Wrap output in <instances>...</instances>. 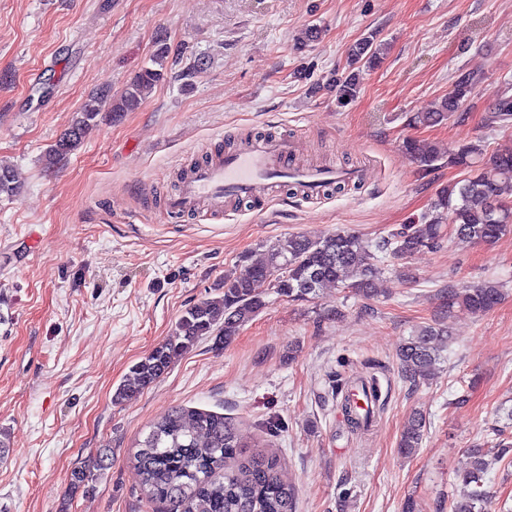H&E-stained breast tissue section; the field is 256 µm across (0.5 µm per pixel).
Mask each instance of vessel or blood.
Listing matches in <instances>:
<instances>
[{
  "instance_id": "1",
  "label": "vessel or blood",
  "mask_w": 512,
  "mask_h": 512,
  "mask_svg": "<svg viewBox=\"0 0 512 512\" xmlns=\"http://www.w3.org/2000/svg\"><path fill=\"white\" fill-rule=\"evenodd\" d=\"M294 139L266 137L251 140L241 149L225 154L216 162L196 167L184 180L178 192L170 198L172 212H194L201 206L223 209L225 201H262L271 181L291 178L310 197L319 196L330 183L344 179L361 181L360 170L294 169L287 159L296 150Z\"/></svg>"
}]
</instances>
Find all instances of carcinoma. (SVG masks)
<instances>
[{
  "label": "carcinoma",
  "mask_w": 512,
  "mask_h": 512,
  "mask_svg": "<svg viewBox=\"0 0 512 512\" xmlns=\"http://www.w3.org/2000/svg\"><path fill=\"white\" fill-rule=\"evenodd\" d=\"M167 50L154 57L158 68L142 70L116 98L105 93L88 97L80 116L52 149L46 161L74 151L96 123L102 101L110 99V111L117 115L136 110L146 94L163 79ZM380 55L376 38L369 35L351 46L344 72L332 76L336 101L345 106L356 98L359 73ZM481 77L475 71L460 73L433 112L414 117V123L429 125L460 110ZM407 153L422 167L441 159L433 146L409 139ZM482 148L470 143L448 152V163L469 170L465 179L451 183L437 193L434 213L422 224H407L382 239L370 250L356 235L336 232L318 239L290 235L269 247L263 261L224 274V295L187 308L171 336L135 363L126 380L113 393V402L134 399L159 380L172 363L202 337L217 333L229 342L240 328L267 305L268 293L260 291L257 280L265 277L270 291L290 300L319 296L328 284L363 290L380 273L378 254L404 259L422 248H436L444 239V224L459 240L493 242L512 228V186L500 182L498 174L512 169V146L497 151L491 164L481 165ZM498 283L487 281L463 291H448V303H461L475 313H486L502 299ZM447 337L431 326L422 328L398 350L401 372L410 379L431 375ZM336 395L348 429L353 433L370 429L380 410L381 390L377 377L357 375L336 384ZM426 419L417 414L403 432L399 448L406 455L419 447ZM492 447L469 448L470 467L462 476L468 491L450 503L451 512H487L490 491L484 487L491 466L512 452L504 431L492 429ZM248 447L241 430L222 414L176 407L149 426L138 441L133 461L147 496L166 506V512H295L293 485L283 480L280 461L273 455L245 456ZM91 469L77 465L70 471L76 488L93 479Z\"/></svg>",
  "instance_id": "1"
}]
</instances>
